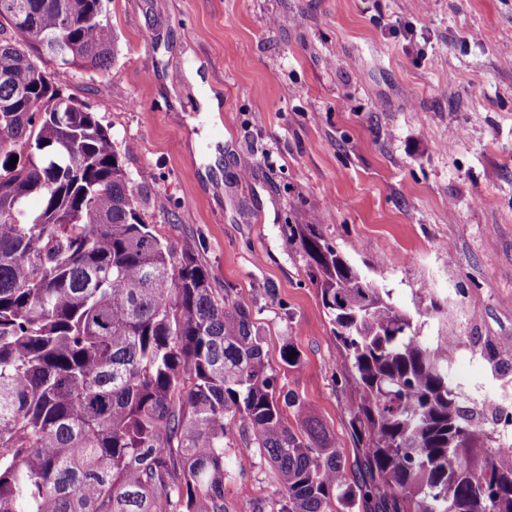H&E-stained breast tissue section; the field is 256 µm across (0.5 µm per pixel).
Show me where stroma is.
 I'll return each instance as SVG.
<instances>
[{"label": "stroma", "instance_id": "1", "mask_svg": "<svg viewBox=\"0 0 512 512\" xmlns=\"http://www.w3.org/2000/svg\"><path fill=\"white\" fill-rule=\"evenodd\" d=\"M117 56L58 87L121 146L145 221L197 247L214 287L302 353L285 374L344 453L342 353L295 224L325 237L413 312L420 342L457 340L463 405L512 408V374L475 355L512 341V0H105ZM254 166L242 172L239 162ZM225 456L226 512H277L258 449Z\"/></svg>", "mask_w": 512, "mask_h": 512}]
</instances>
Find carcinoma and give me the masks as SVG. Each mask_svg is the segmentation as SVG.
<instances>
[{
    "mask_svg": "<svg viewBox=\"0 0 512 512\" xmlns=\"http://www.w3.org/2000/svg\"><path fill=\"white\" fill-rule=\"evenodd\" d=\"M22 36L47 69L58 49L93 73L116 56L104 0H0V512H226L237 437L276 470L277 512H512V454L448 386V342L423 347L321 225L296 224L356 396L348 472L279 378L301 365L292 339L273 367L193 243L145 222L94 113L35 80Z\"/></svg>",
    "mask_w": 512,
    "mask_h": 512,
    "instance_id": "cac0c4a2",
    "label": "carcinoma"
}]
</instances>
